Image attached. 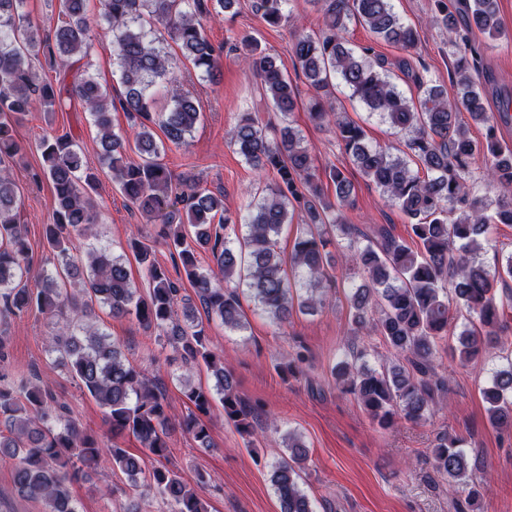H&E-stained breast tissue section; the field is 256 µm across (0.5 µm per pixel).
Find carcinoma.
Returning a JSON list of instances; mask_svg holds the SVG:
<instances>
[{
	"label": "carcinoma",
	"instance_id": "obj_1",
	"mask_svg": "<svg viewBox=\"0 0 512 512\" xmlns=\"http://www.w3.org/2000/svg\"><path fill=\"white\" fill-rule=\"evenodd\" d=\"M85 2L61 0L63 19L53 33L42 37L21 12L24 0H0V314L20 315L33 307L50 316L70 312L72 319L52 337L50 351L78 380L79 388L105 409L113 436L133 435L156 464L147 466L115 443L102 447L67 417V403L48 387L0 384V459L13 461L12 481L19 496L42 504L45 512H79L68 483L105 464L124 474L130 489L158 495L170 512H207L183 477L161 464L169 454L171 425L164 392L128 361L119 341L92 322L96 303L109 308L112 316L134 319L165 338L187 369L202 363L210 371L214 392L184 387L195 411L181 420L180 427L199 447L213 446L201 416L209 413L216 395L224 419L253 443V408L235 389L223 356L211 348L203 320L186 306L177 313L179 285L157 261L152 247L138 237L129 241L146 270L144 294L132 285L123 256L106 247L82 257L74 254L96 219L99 167L111 173L138 211L160 225L158 236L195 288L206 319L217 318L229 329L245 326L240 300L245 294L277 325L289 320L296 301L306 309L322 303L315 291L329 279L328 235L337 230L346 236L348 262L361 276V284L350 295L354 325L379 336L387 354L379 367L372 368L366 362L368 348L352 346L334 371L336 382L381 426L396 417L424 419L445 391L434 358L439 340L454 327L458 313L476 317L479 326L459 332L452 355L463 364L474 363L497 335L504 304L512 302L511 289L497 288L504 277L512 278V256L502 275L473 259L490 225L512 224V197L500 198L490 214L466 183L471 160L481 155L485 190L512 189V148L497 137L487 95L470 76L474 63L467 56L468 35H506L498 0H468L462 13L437 0L438 19L449 40L463 44L452 76L458 88L452 102L444 89L419 76L416 94L406 96L390 83L384 63L370 58L372 49L348 46L344 34L353 19L385 43L406 49L416 45V32L395 14L391 0H311L322 12L321 33L316 38L300 35L293 43L296 62L315 91L312 120L320 126L334 123L336 138L354 167L410 220L419 242L416 250L385 228L377 240L360 244L358 226L344 223L342 215V209L352 204L351 182L344 170L332 166L326 173L334 186L332 201L298 133L285 126L271 137L248 114L233 128L231 143L259 175L271 172L274 180L251 205L242 224L244 234L236 233V221L225 213L222 194L194 183L170 198L171 173L158 160L160 143L154 127L168 142L184 145L201 110L191 95L175 88L171 108L154 112L150 87L169 69L150 21L163 26L201 77L213 78L224 47L210 42L205 22L232 12L237 0H100L101 21L112 30L118 60L122 91L115 96L80 65L100 46L91 34ZM287 2L255 0L253 8L268 25L279 26L288 20ZM242 44L248 70L264 86L275 111L287 116L297 106L292 84L256 41L244 38ZM41 57L49 69H63V77L43 78L35 65ZM335 80L406 135L402 155L368 145L362 126L326 109L325 98ZM68 101H78L90 112L101 151L94 167L66 133L39 143L42 166L32 177L47 179L53 188L55 210L52 222L44 225V237L54 269L44 270L32 286L29 244L15 212L10 175L23 151L13 122L38 108L62 111ZM117 110L130 119L136 160L127 157L125 138L112 129L111 113ZM463 112L485 127L483 139L471 137L468 123L461 119ZM296 219L303 233L294 243L288 273L276 236ZM198 245L211 253L214 266L199 264ZM483 395L490 424L512 426V369L499 372ZM283 443L288 453L277 459L272 473L280 512H314L300 486L306 445L293 432ZM430 455L434 470L448 482L476 478L458 438L439 436Z\"/></svg>",
	"mask_w": 512,
	"mask_h": 512
}]
</instances>
